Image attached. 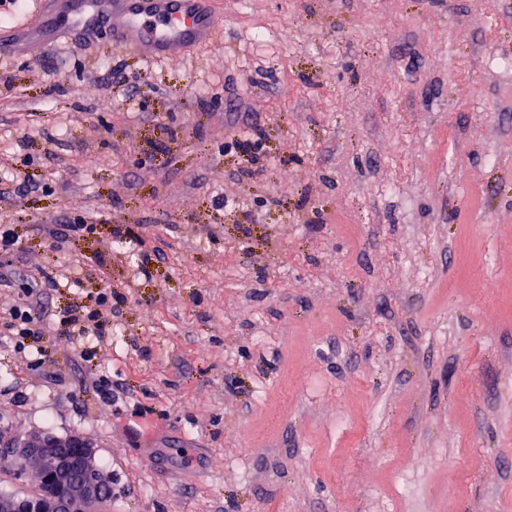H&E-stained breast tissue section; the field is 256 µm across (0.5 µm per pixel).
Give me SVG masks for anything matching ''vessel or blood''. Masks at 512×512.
<instances>
[{
    "label": "vessel or blood",
    "instance_id": "vessel-or-blood-1",
    "mask_svg": "<svg viewBox=\"0 0 512 512\" xmlns=\"http://www.w3.org/2000/svg\"><path fill=\"white\" fill-rule=\"evenodd\" d=\"M200 0H46L51 21L35 34L42 42L65 41L84 48L99 30L115 46L152 59L214 42L219 23Z\"/></svg>",
    "mask_w": 512,
    "mask_h": 512
}]
</instances>
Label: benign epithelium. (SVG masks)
I'll use <instances>...</instances> for the list:
<instances>
[{"mask_svg":"<svg viewBox=\"0 0 512 512\" xmlns=\"http://www.w3.org/2000/svg\"><path fill=\"white\" fill-rule=\"evenodd\" d=\"M97 445L81 434L34 432L0 438V462L33 480L36 494L0 493V512H103L112 476L95 462Z\"/></svg>","mask_w":512,"mask_h":512,"instance_id":"obj_1","label":"benign epithelium"}]
</instances>
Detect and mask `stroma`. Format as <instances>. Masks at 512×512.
I'll return each instance as SVG.
<instances>
[{
    "instance_id": "35a3bbf8",
    "label": "stroma",
    "mask_w": 512,
    "mask_h": 512,
    "mask_svg": "<svg viewBox=\"0 0 512 512\" xmlns=\"http://www.w3.org/2000/svg\"><path fill=\"white\" fill-rule=\"evenodd\" d=\"M207 6L0 59V437L95 439L108 512H512V0ZM10 316V324H8V328L15 330L14 335L17 336L16 345L19 346V349L25 348V345L28 344L30 346H34L32 344L38 343L39 336L42 335L39 328H34V313L28 304H21L13 307L9 311ZM70 322L79 326L78 336H101L105 321L103 320L101 310L94 309L80 317L76 314L71 315Z\"/></svg>"
}]
</instances>
